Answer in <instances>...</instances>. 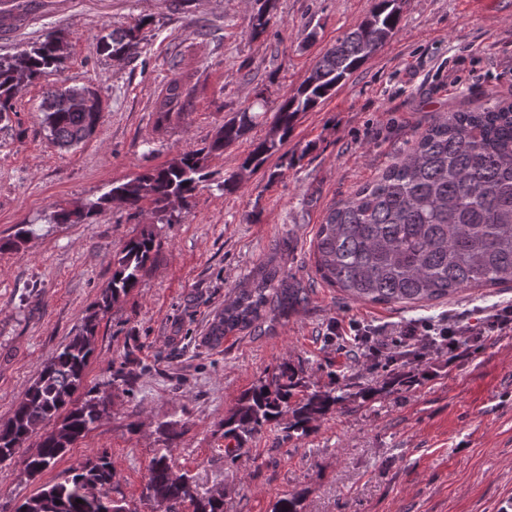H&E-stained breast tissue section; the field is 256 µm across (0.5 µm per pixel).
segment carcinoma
Listing matches in <instances>:
<instances>
[{"instance_id": "carcinoma-1", "label": "carcinoma", "mask_w": 512, "mask_h": 512, "mask_svg": "<svg viewBox=\"0 0 512 512\" xmlns=\"http://www.w3.org/2000/svg\"><path fill=\"white\" fill-rule=\"evenodd\" d=\"M403 0H377L373 10L336 41L316 62L296 93L273 115L268 135L252 144L239 172L219 190H235L244 173L253 174L288 142L299 116L332 97L395 34ZM272 21L259 8L250 18L251 32L263 33ZM111 57L138 53L133 28L101 37ZM67 53L63 35L43 40L9 58L0 57V121L9 119L14 101L29 85L56 71ZM181 80L172 78L157 102L167 120L185 107ZM251 103L224 122L203 148L179 154L161 168L147 169L112 189L87 210L118 201L137 214L145 201L157 212L175 202L189 203L206 181L205 160L238 141L260 123L264 113ZM42 121L51 140L73 146L94 134L101 106L86 87L50 85L41 103ZM159 248L150 232L129 239L113 259L112 279L102 289L69 342L46 360L7 422L0 424V455L12 459L18 447L44 422L62 417L61 432L42 437L38 451L22 460L35 477L99 420L94 395L78 405L73 395L82 386L94 352L99 315L138 286ZM314 272L325 284L356 302L429 304L450 299L468 288L512 284V104L454 111L434 117L407 152L396 157L379 177L333 203L313 242ZM308 301V292L271 268L255 287L224 306L211 324L210 343L229 333L259 328L269 313L285 314ZM303 370L281 363L271 378L246 390L224 417V458L235 461L248 437L286 421L284 438L306 435L310 424L336 409L345 394L336 389L302 398L296 391ZM116 477L108 455L88 459L61 482L46 485L16 512H131L109 496ZM147 500L165 502L164 512H224V500L201 495L185 473L173 469L171 449L153 457L142 491Z\"/></svg>"}]
</instances>
